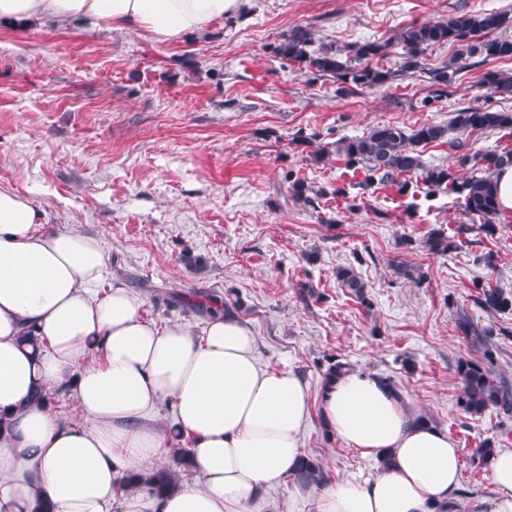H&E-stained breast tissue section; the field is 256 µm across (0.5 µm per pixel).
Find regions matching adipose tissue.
<instances>
[{"label":"adipose tissue","mask_w":512,"mask_h":512,"mask_svg":"<svg viewBox=\"0 0 512 512\" xmlns=\"http://www.w3.org/2000/svg\"><path fill=\"white\" fill-rule=\"evenodd\" d=\"M238 0H0V21H80L175 42L233 11ZM31 201L0 187V512H275L268 487L294 476L310 417L307 384L262 367L236 312L209 315L202 332L157 329L122 285L92 290L106 257L97 237L44 232ZM39 350L21 343L27 326ZM101 358L86 362L89 350ZM75 394L88 427L62 424L39 390ZM170 402L190 441L194 479L165 494L144 474L167 449L155 415ZM327 426L365 457L367 483L299 482L316 512H437L460 487V453L446 431L416 421L385 381L351 371L321 395ZM487 512H512V451L488 461Z\"/></svg>","instance_id":"adipose-tissue-1"}]
</instances>
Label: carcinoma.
Here are the masks:
<instances>
[{
    "mask_svg": "<svg viewBox=\"0 0 512 512\" xmlns=\"http://www.w3.org/2000/svg\"><path fill=\"white\" fill-rule=\"evenodd\" d=\"M512 26V15L507 12H490L475 15L450 16L446 20L410 23L399 30L395 41L379 39L357 42L351 46L338 47L333 44L311 49L312 32L305 27L290 31L274 48L273 53L282 61L317 77H331L339 83L338 91L349 95L380 87L393 77V72L372 65L390 54L397 45L399 53L398 71L404 75L417 73L426 75L430 92L422 99L427 106L448 95V87L462 70L474 66L470 59L480 54L482 65L499 60L512 59V38L498 31ZM451 43L458 46L455 58L441 68H427L423 55L435 45ZM481 84L493 94H512V76L489 70L481 78ZM450 127L465 135L473 131H507L512 134V113L491 109L464 108L454 112ZM448 127V128H450ZM448 128L443 125L426 124L411 132L395 124H382L371 128L366 134L344 137L333 147H322L313 152L316 163L328 165L342 161L345 165L363 171L365 186H392L405 195L412 179L416 178L430 192L446 191L462 201L463 211L471 219L461 224L457 233L477 232L492 235L495 218L500 209L496 182L500 171L512 167V149L493 148L474 153L462 139L449 141L457 152V164L470 167L473 175L461 177L452 169L442 165H427L422 159L423 148L445 137ZM427 251L445 255L457 248L454 238L442 232L429 234L424 241ZM341 286L366 302V284L351 267L336 271ZM478 290L474 303L490 313L512 311V292L498 287H487L473 282ZM457 333L482 357L477 360H461L457 374L461 390L457 405L465 413L478 415L494 408L504 414H512V384L494 371L498 345L493 341V330L475 321L464 308L456 310ZM327 368L323 372V386H328L338 376L349 370L348 364L338 359H325ZM191 467L189 451L177 448L173 454V466L159 468L148 476L138 474L130 480L145 483L155 492L162 493L179 483V471ZM298 476L312 482L325 478L321 463L304 456L301 458Z\"/></svg>",
    "mask_w": 512,
    "mask_h": 512,
    "instance_id": "obj_1",
    "label": "carcinoma"
}]
</instances>
